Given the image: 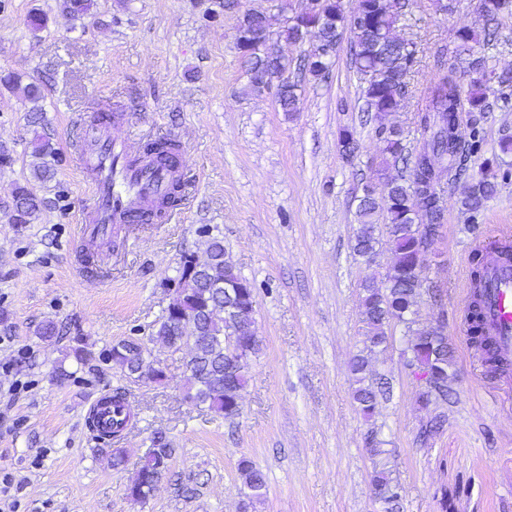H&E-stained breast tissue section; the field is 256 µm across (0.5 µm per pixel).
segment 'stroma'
<instances>
[{
	"instance_id": "obj_1",
	"label": "stroma",
	"mask_w": 512,
	"mask_h": 512,
	"mask_svg": "<svg viewBox=\"0 0 512 512\" xmlns=\"http://www.w3.org/2000/svg\"><path fill=\"white\" fill-rule=\"evenodd\" d=\"M252 12L271 15L276 31L286 20L273 0H94L78 20L60 0H0V148L12 155L0 165V474L12 475L19 512H241L243 459L266 479L252 512H380L377 469L397 485L403 512H512V391L486 372L462 323L476 248L512 235V156L498 148L512 136V82H499L512 79V15L482 49L487 111L461 115L463 133L479 136L468 171L492 166L498 190L472 214L460 204L464 181L445 186L442 233L425 256L417 303L419 323L439 327L455 349L448 400L417 405L420 382L401 355L398 326L371 360L392 396L368 419L353 400L349 366L363 348L360 286L383 277L391 245L381 235L369 263L351 245L356 198L377 178L378 123L363 117L348 32L318 79L296 68L304 46L275 42L293 63L295 111L281 109L277 83L253 87L236 49L239 21ZM34 13L46 18L38 31L27 24ZM483 25L478 0H451L445 13L418 0L401 17L396 30L419 53L390 122L414 130L418 100L440 75L434 53L454 49L457 30ZM31 82L43 87L60 155L53 178L34 186L45 207L19 226L4 212L14 184L30 175L33 104L22 87ZM101 100L129 115L125 134L179 141L193 188L175 222L130 227L89 283L76 266L87 193L68 147L76 122ZM345 129L360 144L350 159L339 147ZM207 227L255 293L260 350L247 360L233 418L190 402L179 355L149 341L168 280ZM49 320L60 337L38 336ZM130 336L148 341L162 383L133 381L104 360ZM115 389L134 413L117 468L83 421L89 402ZM438 414L443 427L421 441L422 425ZM158 429L174 454L152 497L136 503L126 486Z\"/></svg>"
}]
</instances>
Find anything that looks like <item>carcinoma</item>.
<instances>
[{"mask_svg":"<svg viewBox=\"0 0 512 512\" xmlns=\"http://www.w3.org/2000/svg\"><path fill=\"white\" fill-rule=\"evenodd\" d=\"M351 9L370 29V34L352 37L350 58L354 71L363 83L364 111L378 115L396 112L402 107L409 75L418 53L417 45L396 34L400 16L414 5V0H351ZM92 0H63V8L74 18L87 15ZM480 10L489 21H495L512 12V0H480ZM346 15L343 0H325L323 14L307 17L303 24L286 23L282 34L292 43L309 44L307 53L321 42H340L345 31ZM237 49L247 66L250 82L257 87L280 77L288 70V60L271 50L273 32L263 14L245 15L239 25ZM495 30L485 29L478 34L470 29L456 32V42L472 57L470 71L473 78L469 88L463 89L454 77V70H446L429 88L425 104L417 110L416 126L420 138L414 150L407 146L408 135L402 128H380L385 147L379 163L380 171L400 169L403 174L389 179L384 190L372 184L364 187L358 199L356 215L359 227L352 249L355 255L369 261L377 252L376 237L379 219H384L393 243V257L384 275L383 285L366 280L361 286L360 308L365 325V350L352 360L355 376L353 399L365 416H371L379 400L390 395V383L380 377L369 376V354L387 343L388 329L400 324L407 329L402 349L406 365L424 380L416 403L427 408L448 399V379L455 365L454 348L448 337L433 328L419 325L417 300L421 296L424 257L429 246L439 237L443 212L437 200L427 195L424 185L431 181V167L448 180H458L465 172V161L476 148V140H463L454 130L463 108L470 112L487 109L483 89L486 82L481 46L489 43ZM25 97L35 106L29 113L32 127L29 163L30 177L18 182L12 190L11 205L6 215L12 224H30L46 206L38 197L31 181L46 182L54 174L58 149L47 132L43 110L37 103L43 98L37 83L24 86ZM278 99L286 112L294 110L295 86L287 81L278 88ZM342 153L350 158L360 149L354 133L348 129L340 134ZM143 155L150 158L157 169L174 168L178 146L170 138L158 137L143 144ZM184 183L176 179L167 186L162 205L151 210L153 217H161L162 210L182 202ZM497 193L495 176L483 174L473 177L461 201L465 210L479 213ZM202 254L185 252L180 257L179 291L168 303L167 314L160 317L152 330L150 340L161 343L172 352L185 351L182 363L189 372L187 398L208 411L232 418L241 411V390L245 378V359L260 349V340L243 336L252 329L255 313L254 288L243 280L240 288L230 296L224 294V280L239 276V269L224 248V240L213 230L203 231ZM473 292L471 294V339L483 352L484 363L495 372L503 367L493 341L480 328L481 288L486 253L473 256ZM191 323L185 332L181 321ZM148 349L141 339L129 337L118 342L106 359L113 362L131 378L142 368ZM173 448L165 432L157 430L150 439V448L126 487L135 501L143 502L154 492L159 475L168 469ZM243 481L244 508L265 495L266 482L262 472L248 460L239 463ZM376 495L383 502V512H399L400 495L396 486L380 470L372 477Z\"/></svg>","mask_w":512,"mask_h":512,"instance_id":"cac0c4a2","label":"carcinoma"}]
</instances>
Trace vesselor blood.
Listing matches in <instances>:
<instances>
[{"instance_id": "b4317fda", "label": "vessel or blood", "mask_w": 512, "mask_h": 512, "mask_svg": "<svg viewBox=\"0 0 512 512\" xmlns=\"http://www.w3.org/2000/svg\"><path fill=\"white\" fill-rule=\"evenodd\" d=\"M137 139L117 141L111 127L86 125L71 145L75 165L91 203L79 216L78 236L99 254L112 251L117 228L132 223L135 212L158 200L170 176L168 170L150 175ZM484 327L500 356L512 360V264L492 260L485 270Z\"/></svg>"}]
</instances>
